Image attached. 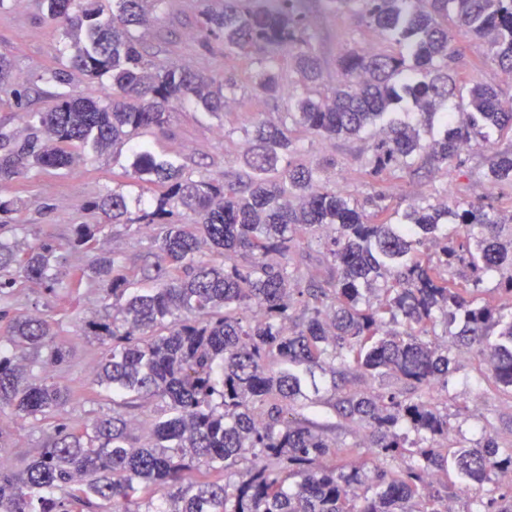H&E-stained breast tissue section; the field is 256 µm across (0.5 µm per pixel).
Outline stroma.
Instances as JSON below:
<instances>
[{"mask_svg": "<svg viewBox=\"0 0 512 512\" xmlns=\"http://www.w3.org/2000/svg\"><path fill=\"white\" fill-rule=\"evenodd\" d=\"M201 0H163L157 14L159 25L147 38L151 51L167 64H188L194 69L215 75L234 74L239 87L235 105L221 117L207 115L202 109L186 105L173 112L165 134L150 137L155 154L177 157L188 171L210 178H222L225 171L236 168L234 153L225 151V140L241 143L244 131L255 116L274 112L283 105L282 98H272L254 88L257 63L249 57H225L221 41L202 46L193 34L200 22ZM310 33L319 52L327 83L336 80V58L351 40L363 39L353 19L339 18L322 7L321 0H310ZM65 40L49 19L42 0H5L0 6V54L9 56L30 91L32 108L46 111L52 105L46 85L39 80L46 70L56 67ZM456 47L466 82L500 85L504 96L512 97V83L504 82L499 69L483 62V46L460 41ZM367 147L366 141H340L328 145L308 140L304 148L308 157L325 154L336 156L335 166L324 169L322 179L336 184L342 192L364 198L378 190V183L359 178L356 159ZM463 166L449 167L436 178L421 179L409 184L398 178L390 192L389 204L405 208L409 188H416L425 202L440 197L449 200L471 198L474 191L488 187L486 151L471 149L463 152ZM126 155L111 157L85 151L76 169H29L18 180L0 183V200H17L21 206L15 215V227L0 231V238L14 241L49 239L66 244L79 224H97V246L117 252L127 267L141 265L151 247L145 230L134 224H108L90 201L122 185L130 197H137L138 187L129 183L124 173ZM36 310L56 322L60 339L68 348L69 362L55 374L59 384L72 380L89 381L90 367L99 354L98 342L85 333V321L90 316L108 318L112 315V297L99 284L82 286L79 291L51 294L41 286L27 282L13 298L0 301V308ZM456 373L450 391L449 411H462L467 420L461 442L475 446L484 434H492L501 451H512V396L496 391L490 371L480 364L472 348L463 346L455 354ZM49 420L11 419L12 447L0 452V468L20 470L34 448L40 447L51 432Z\"/></svg>", "mask_w": 512, "mask_h": 512, "instance_id": "35a3bbf8", "label": "stroma"}]
</instances>
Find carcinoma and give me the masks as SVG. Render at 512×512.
<instances>
[{
    "label": "carcinoma",
    "mask_w": 512,
    "mask_h": 512,
    "mask_svg": "<svg viewBox=\"0 0 512 512\" xmlns=\"http://www.w3.org/2000/svg\"><path fill=\"white\" fill-rule=\"evenodd\" d=\"M43 2L69 53L40 77L53 106L27 113L22 139L0 130V181L126 146L136 184L160 192L135 214L117 189L93 202L109 223L151 231L153 262L139 277L103 250L66 270L67 252L96 243V224L77 225L64 246L0 240V296L21 279L54 293L85 276L112 294V319L86 321L101 345L91 381L112 412L56 424L24 470H0V512H448L462 491L512 474V453L492 435L474 448L448 441L460 433L442 400L455 367L436 333L459 325L453 342L474 347L495 385L512 391V209L450 207L445 196L399 212L384 187L360 201L321 178L335 157L313 161L296 145L368 138L359 174L381 181L446 170L463 144H495L512 132V99L496 85L462 84L450 44L482 42L512 78V0H322L371 35L338 55L328 88L302 0H210L203 43L254 58L271 95L284 80L274 51L285 49L301 88L277 118H254L241 169L220 180L136 141L165 132L186 103L219 114L238 88L231 74L164 65L147 50L141 31L158 23L163 0H115L108 13L104 0ZM75 72L108 79L112 95H74ZM20 85L0 55V93L19 108ZM489 180L512 188L511 146L492 152ZM176 209L192 221L170 222ZM314 243L330 262L326 279L290 264ZM205 249L222 260H200ZM491 272L498 296L478 303ZM142 278L158 287L139 288ZM67 361L43 314L0 311V410L60 412L74 394L54 381ZM317 372L330 379L327 397ZM338 429L365 440L341 447ZM475 509L512 512V485Z\"/></svg>",
    "instance_id": "cac0c4a2"
}]
</instances>
